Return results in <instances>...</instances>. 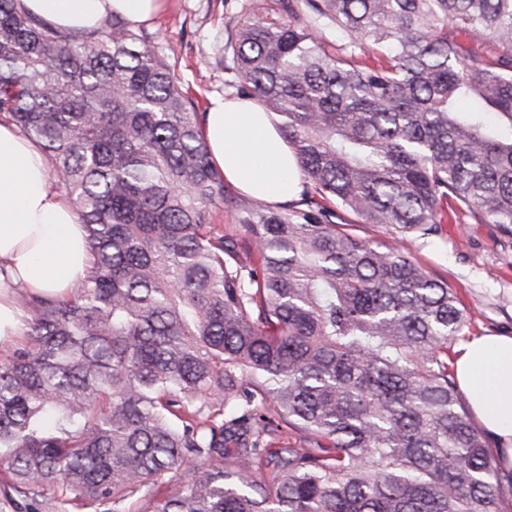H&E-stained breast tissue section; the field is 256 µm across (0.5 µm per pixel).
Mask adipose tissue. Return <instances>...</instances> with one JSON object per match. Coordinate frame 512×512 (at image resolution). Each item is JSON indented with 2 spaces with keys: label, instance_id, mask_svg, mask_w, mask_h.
Returning a JSON list of instances; mask_svg holds the SVG:
<instances>
[{
  "label": "adipose tissue",
  "instance_id": "obj_1",
  "mask_svg": "<svg viewBox=\"0 0 512 512\" xmlns=\"http://www.w3.org/2000/svg\"><path fill=\"white\" fill-rule=\"evenodd\" d=\"M19 6L59 31L87 34L115 15L135 26L152 21L161 0H19ZM204 132L215 166L244 193L285 203L300 192L297 159L255 102L212 98ZM92 262L86 231L39 145L0 124V348L22 334L17 291L66 297ZM454 374L495 444L499 467L512 470V336L461 341Z\"/></svg>",
  "mask_w": 512,
  "mask_h": 512
}]
</instances>
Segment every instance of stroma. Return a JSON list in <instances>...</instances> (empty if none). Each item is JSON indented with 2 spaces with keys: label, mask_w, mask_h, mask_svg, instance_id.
Segmentation results:
<instances>
[{
  "label": "stroma",
  "mask_w": 512,
  "mask_h": 512,
  "mask_svg": "<svg viewBox=\"0 0 512 512\" xmlns=\"http://www.w3.org/2000/svg\"><path fill=\"white\" fill-rule=\"evenodd\" d=\"M236 0H164L146 25L160 47H174L170 65L205 112L208 99L225 95L224 43ZM410 256L432 275L446 278L470 318L465 336H512V236L496 225L477 224L464 213L442 236L407 243Z\"/></svg>",
  "instance_id": "stroma-1"
}]
</instances>
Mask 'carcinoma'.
Instances as JSON below:
<instances>
[{
  "mask_svg": "<svg viewBox=\"0 0 512 512\" xmlns=\"http://www.w3.org/2000/svg\"><path fill=\"white\" fill-rule=\"evenodd\" d=\"M239 13L225 85L311 186L282 210L226 189L152 36L0 0V121L39 145L94 255L68 300L18 296L0 512H503L512 472L448 365L467 316L407 238L452 206L512 236V0Z\"/></svg>",
  "mask_w": 512,
  "mask_h": 512,
  "instance_id": "carcinoma-1",
  "label": "carcinoma"
}]
</instances>
